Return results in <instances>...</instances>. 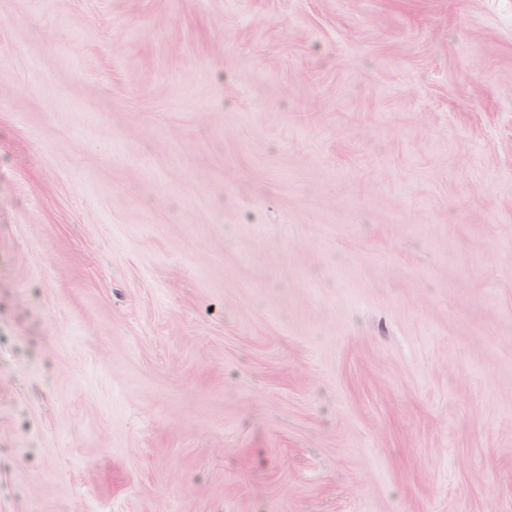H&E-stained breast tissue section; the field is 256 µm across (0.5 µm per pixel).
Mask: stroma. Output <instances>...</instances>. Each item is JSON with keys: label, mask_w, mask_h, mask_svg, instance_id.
<instances>
[{"label": "stroma", "mask_w": 512, "mask_h": 512, "mask_svg": "<svg viewBox=\"0 0 512 512\" xmlns=\"http://www.w3.org/2000/svg\"><path fill=\"white\" fill-rule=\"evenodd\" d=\"M0 512H512V0H0Z\"/></svg>", "instance_id": "obj_1"}]
</instances>
